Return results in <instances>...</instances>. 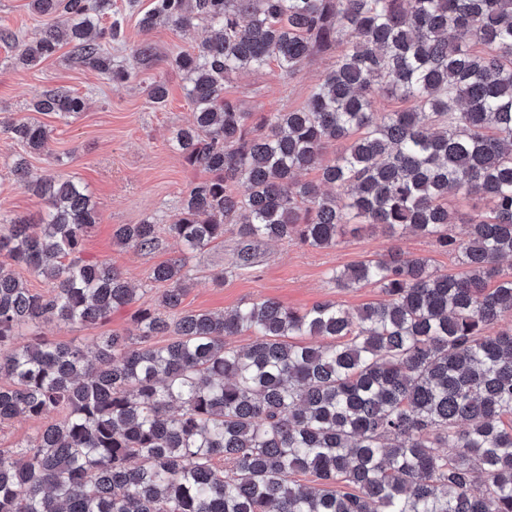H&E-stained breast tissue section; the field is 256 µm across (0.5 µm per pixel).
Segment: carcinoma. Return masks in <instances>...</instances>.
Here are the masks:
<instances>
[{"label": "carcinoma", "mask_w": 512, "mask_h": 512, "mask_svg": "<svg viewBox=\"0 0 512 512\" xmlns=\"http://www.w3.org/2000/svg\"><path fill=\"white\" fill-rule=\"evenodd\" d=\"M30 6L44 19L32 39L0 27L17 65L69 45L119 83L152 56L143 43L112 63L107 46L123 35L112 0ZM196 19L215 36L171 60L193 106L171 144L210 178L168 225L181 255L152 270L168 288L136 310V337L16 343L25 326L104 323L137 298L119 270L82 256L98 218L85 188L14 162L46 210L36 221L0 215V427L19 416L47 424L0 452V512H512V330L490 333L512 318V272L500 268L512 258V0H150L139 24ZM331 49L299 109L248 112L224 95L239 71L274 62L291 75ZM146 94L165 103L166 83ZM380 95L411 107L380 112ZM30 110L78 115L85 99L44 90ZM6 133L48 151L38 122L16 119ZM336 142L344 149L325 157ZM312 169L319 182L298 179ZM450 193L486 208L457 221ZM230 224L240 267L253 264L254 242L322 249L366 224L429 237L460 271L394 251L332 272L338 288L384 295L354 313L273 299L225 315L183 310L188 255L224 242ZM112 240L151 252L157 218L118 224ZM14 265L46 276L49 291L27 288ZM243 331L252 343L230 345Z\"/></svg>", "instance_id": "cac0c4a2"}]
</instances>
